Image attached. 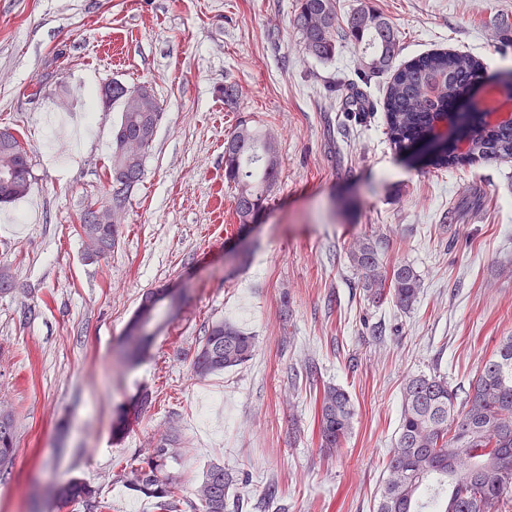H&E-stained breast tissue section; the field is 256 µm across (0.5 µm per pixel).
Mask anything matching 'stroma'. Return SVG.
Segmentation results:
<instances>
[{
	"mask_svg": "<svg viewBox=\"0 0 512 512\" xmlns=\"http://www.w3.org/2000/svg\"><path fill=\"white\" fill-rule=\"evenodd\" d=\"M396 26L395 66L435 51L512 69V0H336ZM296 0H0V131L21 135L33 188L0 205V405L15 418V460L0 512H42L54 482L87 483L103 512H156L126 477L176 431L170 470L195 484L211 463L237 479L242 512H374L418 373L466 396L512 336V159L438 169L428 149L396 153L386 134L388 77L363 76L345 39L329 61L305 50ZM377 103L364 121L331 88ZM151 84L164 112L124 212L119 244L85 260L77 231L107 199L120 104L103 90ZM234 87L235 106L224 103ZM273 134L281 156L258 222L239 224L224 141L239 120ZM376 241L384 264L422 280L409 311L365 299L348 253ZM178 283L137 364L118 340L143 293ZM256 337L250 361L196 378L207 324ZM354 406L339 448L321 445L319 394ZM153 402L123 439L116 408ZM276 496L263 503L268 490Z\"/></svg>",
	"mask_w": 512,
	"mask_h": 512,
	"instance_id": "obj_1",
	"label": "stroma"
}]
</instances>
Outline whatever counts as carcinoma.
Wrapping results in <instances>:
<instances>
[{
  "label": "carcinoma",
  "mask_w": 512,
  "mask_h": 512,
  "mask_svg": "<svg viewBox=\"0 0 512 512\" xmlns=\"http://www.w3.org/2000/svg\"><path fill=\"white\" fill-rule=\"evenodd\" d=\"M294 26L305 47L319 60L336 55L335 0H299ZM346 34L366 70L392 72L383 109L388 135L395 149L403 152L423 139L436 116L483 71L480 60L448 52L419 56L392 69L398 53V30L390 19L370 9H357L346 22ZM346 112H370L373 103L360 89L336 88ZM162 107L153 97L141 107L123 108L120 122L112 130V207L123 210L129 187L144 174V161L153 140L137 136L159 126ZM14 151L28 153L13 133L0 138V155ZM512 158V123L494 127L471 117L469 151L465 155H442L434 165L446 168L480 160ZM281 166L275 137L245 123L224 141V174L235 189V213L239 222L249 223L263 207L266 192L275 182ZM26 168L6 174L0 163V192L5 202L26 196L32 181ZM122 224L112 225V239L97 240L84 233L88 252L104 255L118 244ZM349 260L361 272V288L367 300L380 305L392 302L402 310L411 309L421 294L422 281L406 263L384 265L375 243L365 239L350 251ZM128 325L120 343L129 361L137 360L149 337L132 334ZM251 333L226 320L208 326L191 363L192 373L208 375L245 364L255 352ZM135 403L125 411L112 433L126 435L151 403L149 393L139 391ZM354 407L346 391L335 386L323 388L319 433L321 447L340 448L349 433ZM15 421L11 410L0 408V472L15 459ZM178 437L169 433L158 440L141 465L130 471L132 490L156 499L159 512H178L183 487L178 476L167 471L174 458ZM386 477L376 512H499L504 500H512V336L503 338L479 368L465 399L440 374L409 377L402 394L398 436L388 452ZM233 477L221 464L212 463L195 484L193 496L201 512H227ZM60 502H81L88 512H98L94 491L72 479L56 490Z\"/></svg>",
  "instance_id": "obj_1"
}]
</instances>
